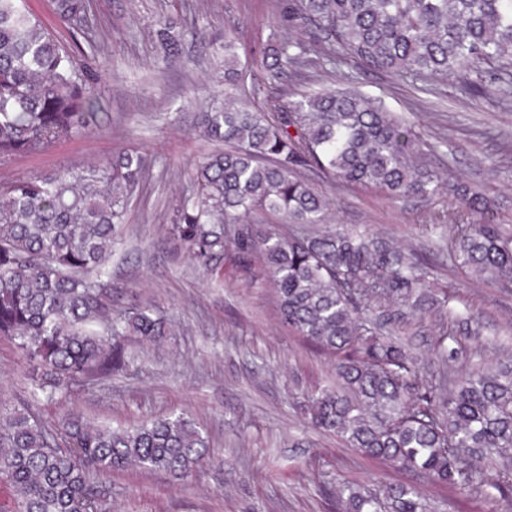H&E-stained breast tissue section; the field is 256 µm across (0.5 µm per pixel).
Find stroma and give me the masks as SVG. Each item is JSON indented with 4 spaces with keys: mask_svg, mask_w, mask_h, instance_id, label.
<instances>
[{
    "mask_svg": "<svg viewBox=\"0 0 512 512\" xmlns=\"http://www.w3.org/2000/svg\"><path fill=\"white\" fill-rule=\"evenodd\" d=\"M28 5L61 42L93 41L85 66L96 87L100 125L42 154L13 157L0 165V183L82 170L129 148L142 151L148 172L112 257L114 304L151 307L173 330L159 345L128 339L130 368L106 381L74 383L67 403L92 422L114 427L182 413L209 439L205 460L187 480L136 467L113 472L104 483L105 512H332L323 491L341 481L368 488L419 484L413 473L363 457L310 425L300 406L312 390L333 383L330 358L281 324L270 287L244 278L234 247L206 268L170 232L180 198L192 190L193 166L210 150L195 120L224 95L225 36L238 43L254 106L334 80L308 70L278 86L267 80L262 53L279 31L284 0H86L84 13L71 21L56 14L52 0ZM166 18L179 39L174 60L156 49V24ZM99 53L112 58V70L97 66ZM360 80L366 93L425 133L426 158L444 179L486 195L495 223L512 228V97L469 94L452 80L376 73ZM300 175L317 191L339 196L329 224L365 227L425 253L452 308L474 313L479 333L464 338L458 370L512 356V292L472 286L449 266L448 232L425 226L430 214H446L451 200L393 203L373 189H335L314 168ZM437 332L431 316L397 330L427 376L438 367L431 351ZM31 391L25 357L0 337V406L30 401ZM425 492L439 512H512V498L496 493L476 496L450 485H429Z\"/></svg>",
    "mask_w": 512,
    "mask_h": 512,
    "instance_id": "1",
    "label": "stroma"
}]
</instances>
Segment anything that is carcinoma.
Instances as JSON below:
<instances>
[{
	"label": "carcinoma",
	"instance_id": "cac0c4a2",
	"mask_svg": "<svg viewBox=\"0 0 512 512\" xmlns=\"http://www.w3.org/2000/svg\"><path fill=\"white\" fill-rule=\"evenodd\" d=\"M85 0H56L69 18ZM159 49L178 55L165 20ZM340 59L390 76L453 78L475 91L512 76V0H288L286 25L264 52L267 79ZM244 65L224 38V100L197 114L199 134L227 149L196 166L174 216V236L202 265L234 243L247 278L268 281L280 320L334 358L338 385L308 397L312 425L363 456L466 492L512 493V364L458 375L467 320L419 272L421 262L370 230L327 226L332 202L294 176L316 166L339 185L373 187L390 199L448 188L465 211L448 214L452 267L475 283L512 288V232L485 220L487 200L443 180L419 152V136L382 100L341 75L336 86L252 109L237 94ZM93 87L76 51L27 6L0 0V163L36 155L97 126ZM147 172L143 155L118 153L97 166L0 184V337L29 364L34 390L61 401L69 383L107 378L126 365L124 341L172 335L146 307L112 313L109 264L116 225ZM278 214L288 231L263 233L243 218ZM237 224L233 239L226 226ZM262 258L253 267V254ZM397 322L433 312L441 365L427 380L367 312ZM208 437L174 414L124 429L97 425L74 407L44 423L0 409V512H102L99 480L136 466L191 474ZM501 468L490 478L486 461ZM334 512H435L425 492L389 484L374 492L340 483Z\"/></svg>",
	"mask_w": 512,
	"mask_h": 512
}]
</instances>
